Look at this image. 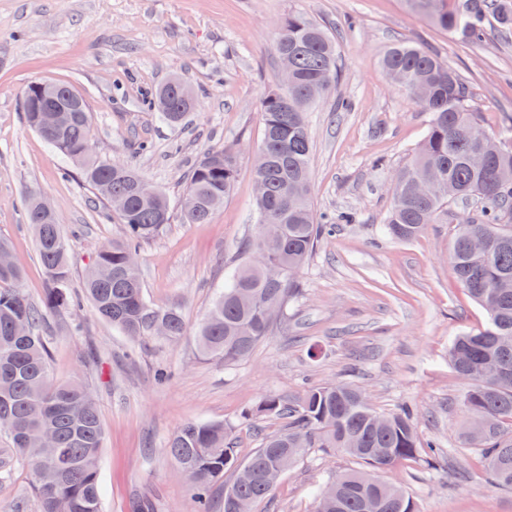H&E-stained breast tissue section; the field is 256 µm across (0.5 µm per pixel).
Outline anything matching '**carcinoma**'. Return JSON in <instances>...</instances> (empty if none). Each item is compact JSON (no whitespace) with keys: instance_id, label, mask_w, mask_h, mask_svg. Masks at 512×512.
I'll use <instances>...</instances> for the list:
<instances>
[{"instance_id":"obj_1","label":"carcinoma","mask_w":512,"mask_h":512,"mask_svg":"<svg viewBox=\"0 0 512 512\" xmlns=\"http://www.w3.org/2000/svg\"><path fill=\"white\" fill-rule=\"evenodd\" d=\"M434 26L453 35L477 38L488 15L512 29V0H406ZM279 61L288 65L292 83L269 90L261 100L264 124L263 168L254 172L260 189L255 206L258 227L281 237L277 248L259 255L258 240L245 243L240 263L228 272L224 288L195 333L201 355L232 366L269 336L272 322L265 303L283 309L296 289L298 271L327 225L311 204L312 143L307 112L336 83L338 50L326 28L294 13L279 26L275 40ZM386 76L430 115V126L412 159L395 175L393 204L384 224L386 234L410 240L446 213V195L422 197L415 186L429 182L457 189L456 199L478 197L481 208L458 227L452 269L459 285L488 314L487 324L465 333L448 349V361L468 381L462 396L463 443L480 451L491 483L512 488V136L493 139L466 105V86L434 54L397 43L381 57ZM180 78H171L151 94L165 122L177 127L195 107L184 96ZM26 124L65 157L80 163L84 180L105 200L120 198L117 214L124 225L119 241L103 245L85 273L83 288L98 316L124 335L168 340L186 335L187 326L175 306L146 300L138 272L141 244L168 223L171 207L161 193H140L144 181L134 168L93 154L88 109L64 113L60 123L44 122V113L27 111ZM234 156L222 149L205 152L191 169L181 217L186 224H206L224 203L235 183ZM31 194L25 216L34 231L37 251L48 275L42 303L35 305L16 288L22 278L15 265L0 266V430L9 433L13 449L30 466L35 512H102L99 473L105 431L91 390L81 382L50 379L46 319L70 314L76 307L69 290L68 250L55 214L40 207ZM366 403L361 390L347 383L315 385L295 398L267 397L245 416L273 418L282 428L265 437L243 463L226 441L222 422L189 421L169 439L167 450L192 487L194 512H210L209 492L229 468L237 469L224 486V512L236 504H256L273 490L263 481L281 449L301 458L310 448L344 449L360 468L349 470L319 490L328 500L326 512H417L412 497L379 473L404 460L434 466L432 445L423 444L408 409L385 414Z\"/></svg>"}]
</instances>
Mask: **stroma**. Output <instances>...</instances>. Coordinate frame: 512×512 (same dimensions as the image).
I'll use <instances>...</instances> for the list:
<instances>
[{"mask_svg":"<svg viewBox=\"0 0 512 512\" xmlns=\"http://www.w3.org/2000/svg\"><path fill=\"white\" fill-rule=\"evenodd\" d=\"M294 12L325 26L339 53V79L309 114L313 206L322 219L343 211L357 219L319 239L284 317L227 367L200 356L192 332L223 287L225 268L258 232L259 103L280 79L276 32ZM485 31L480 42L448 35L403 0H0V238L36 304L47 277L25 222L28 194L49 200L67 239L80 307L50 320V372L57 382L83 380L97 397L103 512H190V482L166 452L178 428L224 423L243 462L279 429L274 420H244V410L338 381L360 387L380 411L412 408L422 442L436 446L434 467L407 460L381 474L403 485L419 512H512V489L491 487L482 456L458 437L467 383L448 363L453 338L487 321L451 266L458 224L480 203L452 202L446 217L410 240L381 231L394 176L429 124L428 113L386 79L382 53L405 41L437 55L465 83L483 130L496 136L512 127V33L492 20ZM175 75L196 96L178 127L146 105ZM36 79L73 86L89 107L94 150L131 164L168 197L170 220L142 244L139 273L147 300L180 309L189 330L180 340L132 342L85 299L84 274L122 223L79 167L27 127L21 100ZM344 100L351 110L338 109ZM216 147L237 157L233 190L209 223H183L187 174ZM162 369L170 378L160 384ZM355 465L341 451L310 449L255 512H315L316 488ZM34 502L28 462L0 431V512H33Z\"/></svg>","mask_w":512,"mask_h":512,"instance_id":"35a3bbf8","label":"stroma"}]
</instances>
